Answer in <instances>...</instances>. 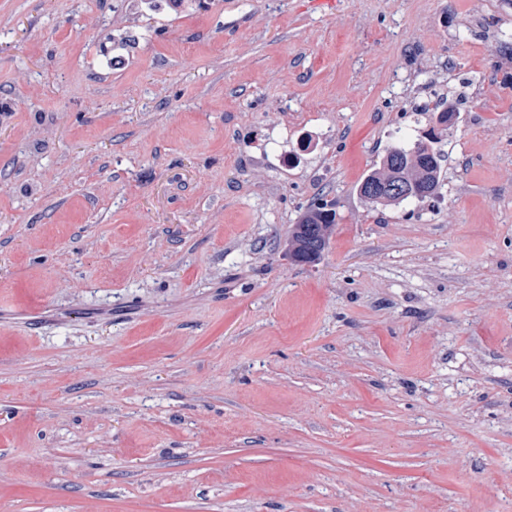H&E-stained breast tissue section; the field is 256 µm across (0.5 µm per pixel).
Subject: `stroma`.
Masks as SVG:
<instances>
[{"instance_id":"35a3bbf8","label":"stroma","mask_w":512,"mask_h":512,"mask_svg":"<svg viewBox=\"0 0 512 512\" xmlns=\"http://www.w3.org/2000/svg\"><path fill=\"white\" fill-rule=\"evenodd\" d=\"M0 512H512V0H0ZM448 113L453 116L455 114L453 109H446L438 113L437 122L441 129L436 132L433 128L428 134L429 138L417 139L409 144H397L387 149L359 184L360 195L368 203L376 208H396L403 203L423 201L438 193L442 185L443 154L436 144L440 143L443 131L448 128ZM426 142L429 145H426ZM395 147L405 152L404 160L399 164H396L391 155V150ZM396 181L412 184L419 194L409 196L412 191L407 185L394 183L387 186L386 189L404 196L389 193L367 196L368 188H382ZM317 200L309 205L290 231L288 253L298 264H315L321 259L329 244L331 228L336 223L335 203Z\"/></svg>"}]
</instances>
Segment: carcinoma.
<instances>
[{"label": "carcinoma", "mask_w": 512, "mask_h": 512, "mask_svg": "<svg viewBox=\"0 0 512 512\" xmlns=\"http://www.w3.org/2000/svg\"><path fill=\"white\" fill-rule=\"evenodd\" d=\"M448 109L438 113L439 131H431L429 138L417 139L398 148L405 152L404 160L396 163L391 151L374 164L359 184L360 195L376 208H396L403 203L423 201L438 193L442 182L443 154L437 147L443 131L448 128ZM396 181L412 184L419 194L401 196L389 193L367 195L370 187L382 188ZM336 223L335 203L314 201L294 225L288 238V253L298 264H314L321 259L328 247L332 226Z\"/></svg>", "instance_id": "cac0c4a2"}]
</instances>
